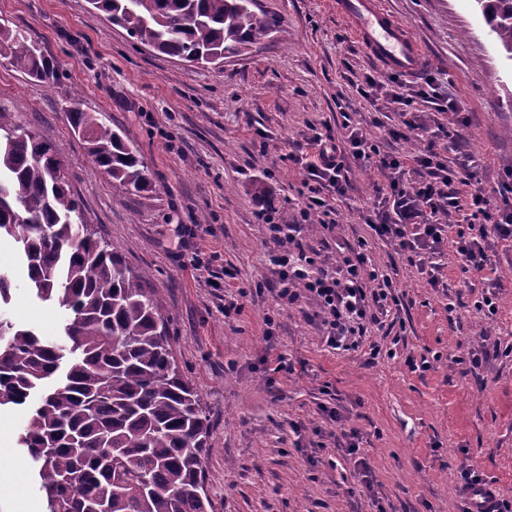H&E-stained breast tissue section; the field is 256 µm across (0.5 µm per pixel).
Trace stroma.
Returning a JSON list of instances; mask_svg holds the SVG:
<instances>
[{
	"label": "stroma",
	"instance_id": "1",
	"mask_svg": "<svg viewBox=\"0 0 512 512\" xmlns=\"http://www.w3.org/2000/svg\"><path fill=\"white\" fill-rule=\"evenodd\" d=\"M334 0H257L276 32L254 53L197 65L136 44L88 0H0V20L26 31L60 68L55 88L0 60V101L53 147L68 168L88 223L160 294L177 362L210 421L204 452L210 512H459L460 472L512 490V356L469 364L480 337L512 344V247L497 246L489 278L502 281L493 318L473 305L482 281L464 286L454 255L431 287L393 245L372 239L361 218L374 204L375 167L347 160L350 188L332 201L335 230L313 215L301 237L320 255L371 239L390 274L401 326L372 330L370 345L337 353L299 306H278L269 232L253 198L264 184L277 221L292 223L316 162L313 132L343 140V113L371 121L361 95L378 62ZM419 42L423 63L401 73L415 86L435 76L461 100L465 138L449 161L475 155L496 183L512 161V62L497 48L474 0H382ZM81 107L121 129L149 169L150 191L130 193L96 172L65 116ZM182 225V247L171 243ZM199 256L192 266L191 256ZM0 271L13 284L5 315L54 339L58 305L32 298L27 270L0 243ZM240 298L228 316L224 302ZM378 354H371V345ZM289 369L277 370L278 355ZM357 429V456L342 434L318 437L325 409ZM27 406L0 409V512L24 498L44 505L39 480L17 446ZM373 478L365 492L355 458Z\"/></svg>",
	"mask_w": 512,
	"mask_h": 512
}]
</instances>
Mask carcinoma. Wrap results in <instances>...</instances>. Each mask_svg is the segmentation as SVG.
Returning a JSON list of instances; mask_svg holds the SVG:
<instances>
[{
    "label": "carcinoma",
    "instance_id": "obj_1",
    "mask_svg": "<svg viewBox=\"0 0 512 512\" xmlns=\"http://www.w3.org/2000/svg\"><path fill=\"white\" fill-rule=\"evenodd\" d=\"M512 60V0H475ZM136 43L190 63L253 51L278 27L256 0H89ZM0 57L53 87L57 64L0 22ZM66 117L93 168L127 191L152 188L122 132L80 108ZM38 298L67 311L49 341L0 316V407L29 405L18 445L38 467L47 512H208L209 420L183 376L147 276L91 232L51 146L0 103V241Z\"/></svg>",
    "mask_w": 512,
    "mask_h": 512
}]
</instances>
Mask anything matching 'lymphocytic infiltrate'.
I'll list each match as a JSON object with an SVG mask.
<instances>
[{"label": "lymphocytic infiltrate", "instance_id": "f902f5d3", "mask_svg": "<svg viewBox=\"0 0 512 512\" xmlns=\"http://www.w3.org/2000/svg\"><path fill=\"white\" fill-rule=\"evenodd\" d=\"M361 94L370 105L396 113L398 126L390 130V138L420 131L422 149L411 156L381 150L359 123L346 124V137L339 145L331 137L314 134L310 143L317 148L319 161L307 167L312 186L306 207L286 228L275 224L272 216L264 218L277 244L270 258L277 300L286 306L303 298L311 301L309 320L317 325L323 343L337 352L358 349L397 304L392 279L373 266L364 245L347 248L328 263L308 255L300 237L312 211L325 207L323 191L346 195L345 159L371 163L381 172L383 179L374 186L377 203L364 221L380 240L393 244L425 273L431 287L444 285L439 259L446 247H454L461 272L470 274L490 266L499 243L512 242V184L502 180L484 187L481 159L470 156L450 163L437 142L441 136L459 138L458 127L464 122L460 100L440 92L434 82L407 89L395 76L378 71L365 77ZM417 98L430 104V111L414 109ZM435 111L450 115L452 130L433 126ZM410 170L417 175L412 183L405 179ZM462 185L470 186L468 195H460ZM461 478L462 512H512V494L468 469Z\"/></svg>", "mask_w": 512, "mask_h": 512}]
</instances>
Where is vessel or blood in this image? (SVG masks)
I'll list each match as a JSON object with an SVG mask.
<instances>
[{
    "label": "vessel or blood",
    "instance_id": "b4317fda",
    "mask_svg": "<svg viewBox=\"0 0 512 512\" xmlns=\"http://www.w3.org/2000/svg\"><path fill=\"white\" fill-rule=\"evenodd\" d=\"M336 9L348 17L368 52L385 68L413 71L422 63L418 42L390 22L378 0H336Z\"/></svg>",
    "mask_w": 512,
    "mask_h": 512
}]
</instances>
